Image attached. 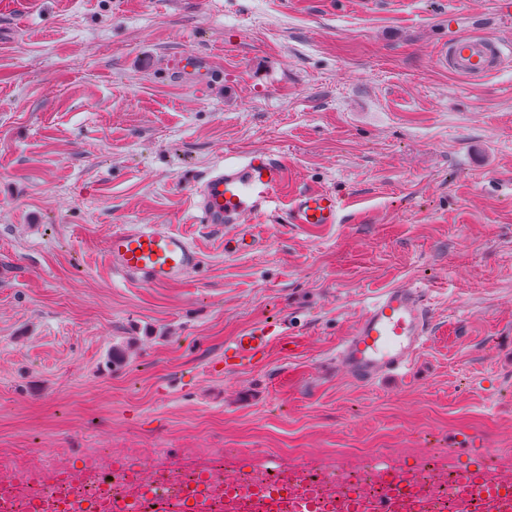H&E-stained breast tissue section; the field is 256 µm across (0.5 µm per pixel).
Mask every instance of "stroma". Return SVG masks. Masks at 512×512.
I'll list each match as a JSON object with an SVG mask.
<instances>
[{
    "label": "stroma",
    "mask_w": 512,
    "mask_h": 512,
    "mask_svg": "<svg viewBox=\"0 0 512 512\" xmlns=\"http://www.w3.org/2000/svg\"><path fill=\"white\" fill-rule=\"evenodd\" d=\"M512 49L497 0H30L0 6V468L139 449L158 468L275 453H447L512 462V66L433 69L449 30ZM197 54L206 72H180ZM283 153L339 224L265 218L256 247L194 223L226 151ZM128 224L188 234V281L116 274ZM422 285L405 375L349 378L336 347L384 289ZM282 331L262 365L224 344ZM280 334L267 326H254L237 336H233L224 345V370H242L254 367L279 338ZM247 341V344H244ZM254 342V345H251Z\"/></svg>",
    "instance_id": "obj_1"
}]
</instances>
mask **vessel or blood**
I'll use <instances>...</instances> for the list:
<instances>
[{
	"instance_id": "b4317fda",
	"label": "vessel or blood",
	"mask_w": 512,
	"mask_h": 512,
	"mask_svg": "<svg viewBox=\"0 0 512 512\" xmlns=\"http://www.w3.org/2000/svg\"><path fill=\"white\" fill-rule=\"evenodd\" d=\"M505 60L502 43L483 32L449 35L429 58L432 68L448 72L468 85L477 86L497 74ZM289 178L285 159L272 151L225 153L222 163L193 186V207L201 223L216 227L233 225L235 251L254 247L251 226L279 211L285 223L300 228L338 224L347 204L327 189H303L292 197L283 191ZM106 252L115 272L138 282L164 286L190 279L202 263L193 241L185 234L156 224H138L113 230ZM426 334L425 291L414 283L385 290L366 303L363 315L350 336L338 346L336 356L348 376L367 383L406 371L423 345ZM267 326L252 327L224 345V367H254L276 341ZM373 466L388 491L367 499H339L336 512H425L422 494L405 481L406 464L374 459ZM460 476L451 492L454 512H472L481 503L483 512H512V474L487 463V451L471 449L468 461L459 463ZM70 470L55 471L44 482L42 494L54 504V512H83L72 503L67 486ZM227 512H239L241 503L252 512H276L287 500L288 512H320L310 491L277 485L224 487Z\"/></svg>"
}]
</instances>
